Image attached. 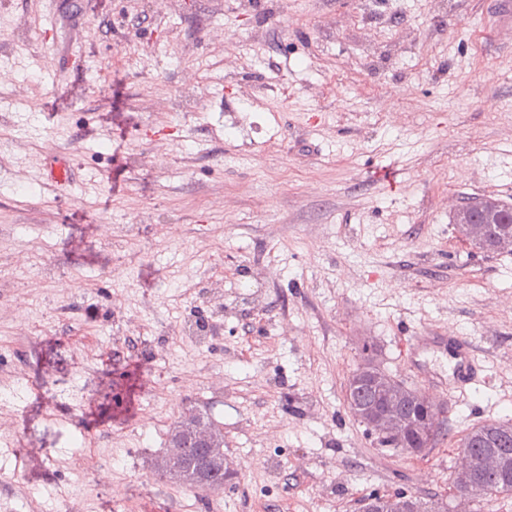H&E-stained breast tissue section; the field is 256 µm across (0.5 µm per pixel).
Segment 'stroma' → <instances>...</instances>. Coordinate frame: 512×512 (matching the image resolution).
<instances>
[{"label":"stroma","mask_w":512,"mask_h":512,"mask_svg":"<svg viewBox=\"0 0 512 512\" xmlns=\"http://www.w3.org/2000/svg\"><path fill=\"white\" fill-rule=\"evenodd\" d=\"M490 2L0 0V382L26 376L0 512L448 489L471 427L512 420V251L453 222L467 198L512 205V23ZM50 145L71 189L38 177ZM194 316L205 335L178 336ZM420 327L469 338L486 378L416 457L345 389L369 346L402 381L407 360L446 370L405 347ZM51 398L102 429L61 427ZM191 413L224 433V489L155 472Z\"/></svg>","instance_id":"obj_1"}]
</instances>
